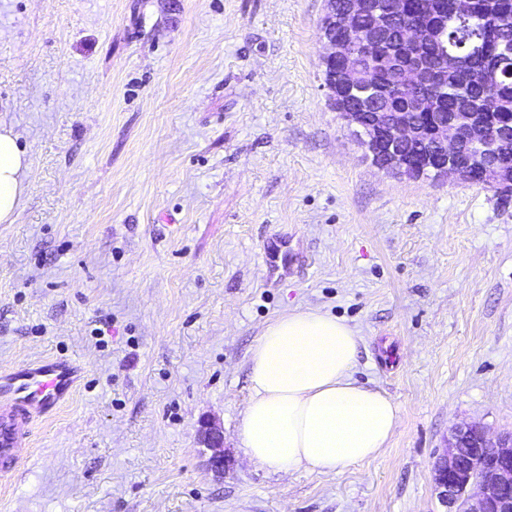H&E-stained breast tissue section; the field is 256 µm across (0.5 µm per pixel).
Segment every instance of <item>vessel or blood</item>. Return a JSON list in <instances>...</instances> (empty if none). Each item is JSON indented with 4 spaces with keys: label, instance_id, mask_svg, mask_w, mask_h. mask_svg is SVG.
Returning <instances> with one entry per match:
<instances>
[{
    "label": "vessel or blood",
    "instance_id": "vessel-or-blood-1",
    "mask_svg": "<svg viewBox=\"0 0 512 512\" xmlns=\"http://www.w3.org/2000/svg\"><path fill=\"white\" fill-rule=\"evenodd\" d=\"M74 368L65 359L22 363L0 371V479L15 477L25 460L33 425L70 391Z\"/></svg>",
    "mask_w": 512,
    "mask_h": 512
}]
</instances>
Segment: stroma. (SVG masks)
<instances>
[{
  "instance_id": "1",
  "label": "stroma",
  "mask_w": 512,
  "mask_h": 512,
  "mask_svg": "<svg viewBox=\"0 0 512 512\" xmlns=\"http://www.w3.org/2000/svg\"><path fill=\"white\" fill-rule=\"evenodd\" d=\"M325 0H0V368L65 358L0 512H441L452 430L512 433V194L379 168L325 85ZM353 327L401 421L335 475L239 426L264 328ZM224 437V470L199 436ZM30 167L18 135L0 124V224L14 223L27 192Z\"/></svg>"
}]
</instances>
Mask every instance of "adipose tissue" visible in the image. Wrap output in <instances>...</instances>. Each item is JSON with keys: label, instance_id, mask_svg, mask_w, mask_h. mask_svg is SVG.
Returning a JSON list of instances; mask_svg holds the SVG:
<instances>
[{"label": "adipose tissue", "instance_id": "1", "mask_svg": "<svg viewBox=\"0 0 512 512\" xmlns=\"http://www.w3.org/2000/svg\"><path fill=\"white\" fill-rule=\"evenodd\" d=\"M30 161L12 128L0 124V224L14 223ZM359 338L319 310L270 322L250 356V396L239 427L251 461L273 473L336 474L377 458L400 421L389 394L352 377Z\"/></svg>", "mask_w": 512, "mask_h": 512}]
</instances>
